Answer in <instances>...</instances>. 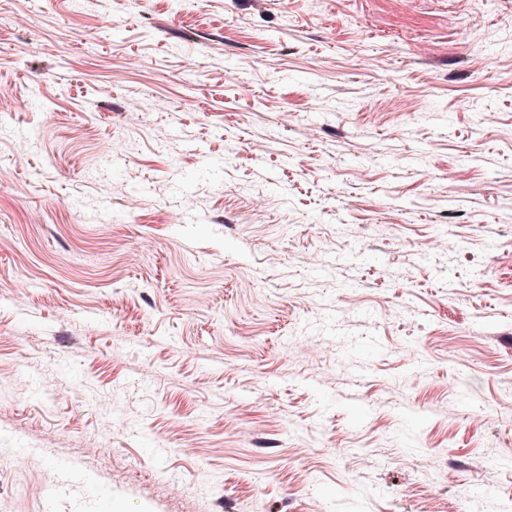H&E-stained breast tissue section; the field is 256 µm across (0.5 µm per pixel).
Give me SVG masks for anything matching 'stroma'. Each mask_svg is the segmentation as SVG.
I'll return each mask as SVG.
<instances>
[{
  "mask_svg": "<svg viewBox=\"0 0 512 512\" xmlns=\"http://www.w3.org/2000/svg\"><path fill=\"white\" fill-rule=\"evenodd\" d=\"M0 87V512H512V0H0Z\"/></svg>",
  "mask_w": 512,
  "mask_h": 512,
  "instance_id": "obj_1",
  "label": "stroma"
}]
</instances>
